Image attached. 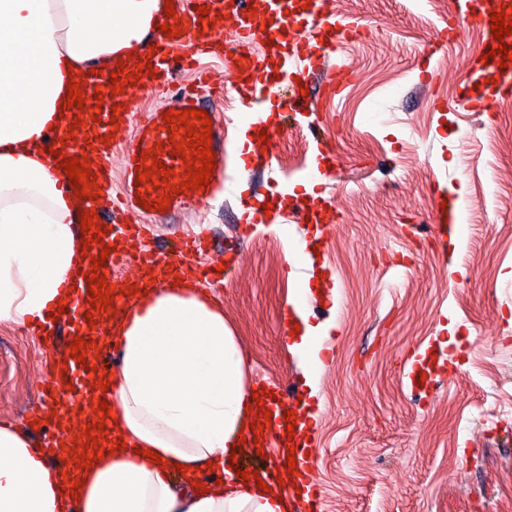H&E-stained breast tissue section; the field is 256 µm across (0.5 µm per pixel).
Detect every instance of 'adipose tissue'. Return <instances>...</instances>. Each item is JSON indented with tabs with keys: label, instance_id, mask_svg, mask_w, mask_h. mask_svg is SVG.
<instances>
[{
	"label": "adipose tissue",
	"instance_id": "obj_1",
	"mask_svg": "<svg viewBox=\"0 0 512 512\" xmlns=\"http://www.w3.org/2000/svg\"><path fill=\"white\" fill-rule=\"evenodd\" d=\"M164 13L163 0H0V322L38 326L66 300L82 252L45 152L71 70L140 55ZM112 343L106 396L123 450L83 471L75 499L36 438L0 424V512H289L229 461L251 431L253 399L218 303L186 282L152 289L126 307ZM209 462L224 466L220 490H175L179 465Z\"/></svg>",
	"mask_w": 512,
	"mask_h": 512
}]
</instances>
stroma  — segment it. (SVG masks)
<instances>
[{
  "label": "stroma",
  "instance_id": "stroma-1",
  "mask_svg": "<svg viewBox=\"0 0 512 512\" xmlns=\"http://www.w3.org/2000/svg\"><path fill=\"white\" fill-rule=\"evenodd\" d=\"M323 13L365 25L368 38L340 47L330 71L341 96L310 79L314 111L285 112L273 153L239 163V134L225 128L222 195L157 219L152 248L208 225L199 263L238 259L211 292L246 359L249 386L305 385L309 362L280 328L292 300L326 331L333 359L316 371L314 410L320 512H502L512 502V100L494 114L457 104L465 63L482 34L464 28L432 45L448 11L432 0H321ZM430 53L432 79L416 61ZM414 125L417 140L402 130ZM333 162L322 188L338 221L330 232L289 217L239 239L245 203L302 192L290 158ZM458 201L466 225L457 244L437 235L434 198ZM317 247L312 269L286 257ZM333 276L325 299L321 276ZM310 278L309 291L300 282ZM0 421L21 424L55 352L38 334L0 322ZM439 361L432 386L412 391L414 352ZM501 417L489 418L485 402Z\"/></svg>",
  "mask_w": 512,
  "mask_h": 512
}]
</instances>
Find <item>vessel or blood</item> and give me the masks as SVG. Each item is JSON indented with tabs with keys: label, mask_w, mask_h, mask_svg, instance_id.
I'll return each mask as SVG.
<instances>
[{
	"label": "vessel or blood",
	"mask_w": 512,
	"mask_h": 512,
	"mask_svg": "<svg viewBox=\"0 0 512 512\" xmlns=\"http://www.w3.org/2000/svg\"><path fill=\"white\" fill-rule=\"evenodd\" d=\"M182 36L168 38L155 33L152 42L157 52L140 55V62H151L153 76H142L137 83L126 87L124 93L112 92L111 73L103 71L94 75L84 74L81 83L88 100L83 108H71L70 117H81L84 126L77 138H68L67 125H60L53 136L63 139L65 154L77 156L87 153L89 163L95 169V180L102 191L101 197L79 199L78 210H95L100 224L110 232L103 238L102 246H109L111 253L100 273L111 277L122 265L136 263L140 274L139 287L149 283L165 286L183 275L187 264L197 252L196 242H185L174 253H161L146 249L132 254L127 244L131 239H145L149 234L148 210L139 205L135 196V159L139 153L161 147L160 158L166 168L176 174H184L186 165L181 157L173 156L169 134L162 128L167 109H198L209 111L213 91L206 71L200 70L194 88H184L169 105L157 106L151 111H139L136 103L139 95L152 94L169 85L175 63L199 66L202 59L223 58L222 31L233 26L239 37V47L228 58L248 96V118L251 126L268 128V109H279L276 89L285 77H303L304 73L322 70L329 53L338 51L347 42L359 39L366 31L364 25L344 23L335 16L322 14L320 0H173ZM207 6L210 22L199 19L197 9ZM512 7V0H455L451 13L452 23L438 30L435 42H452L461 26L480 29L482 42L469 60L468 75L461 85L459 99L472 112H494L500 102L512 98V72L501 70L498 58L489 57L495 46L492 38L491 13L498 7ZM102 93L103 105L100 121H93L91 102L95 93ZM120 106V114H113V106ZM110 136V143H102V136ZM211 148L216 167L210 185L205 186L204 196H211L222 185L221 167L224 163V128L212 126ZM123 158V181L120 191L112 189V170L109 166L113 152ZM102 246L93 247L88 259L73 270L67 283L72 290L68 294L67 310L58 320H45L43 335L50 345H57L58 325H66L70 336L87 341H100L108 332V312L92 314V321H85L89 312L86 276L92 273V259L99 256ZM90 313V312H89ZM61 361L68 368L66 375L51 373L41 381V401L29 407L31 418H53L51 434L44 439L50 449L51 460H59L62 447L79 438L83 425L91 423L94 416L92 405L98 392L85 364L79 363L68 352H61ZM264 406L272 413V423L264 430L280 452L294 450L298 473L288 481V495L298 503L297 512H320L321 491L312 477L315 463L307 455L306 448L312 434L308 410L298 400L297 391H290L287 404L276 402L280 389L272 383L264 384ZM292 409L296 415L295 435L286 439L287 427L283 420L284 409Z\"/></svg>",
	"instance_id": "b4317fda"
}]
</instances>
